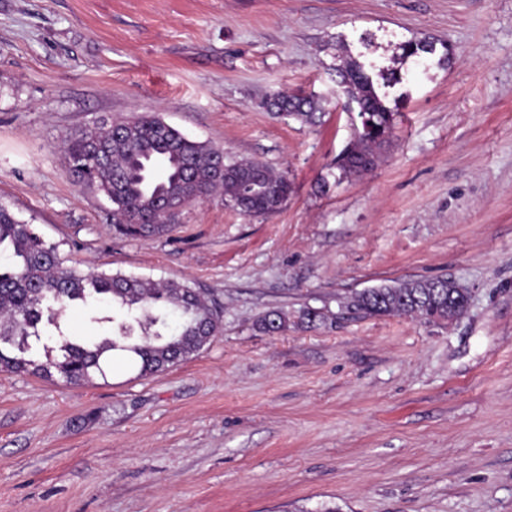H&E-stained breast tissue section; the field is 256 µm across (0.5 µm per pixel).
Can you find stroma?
<instances>
[{"instance_id":"obj_1","label":"stroma","mask_w":512,"mask_h":512,"mask_svg":"<svg viewBox=\"0 0 512 512\" xmlns=\"http://www.w3.org/2000/svg\"><path fill=\"white\" fill-rule=\"evenodd\" d=\"M422 37L447 63L402 66L376 165L337 179L341 56ZM282 92L323 124L272 118ZM149 114L286 175L287 201L203 198L166 234L116 236L62 144ZM0 204L65 265L180 281L222 315L155 376L117 357L84 385L0 373V512H512V0H0ZM441 276L470 294L449 326L339 307ZM107 313L61 326L103 336ZM263 105L278 117L287 116L312 125L319 121L323 111L321 102L315 97L288 92L268 98Z\"/></svg>"}]
</instances>
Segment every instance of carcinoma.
<instances>
[{
    "label": "carcinoma",
    "instance_id": "carcinoma-1",
    "mask_svg": "<svg viewBox=\"0 0 512 512\" xmlns=\"http://www.w3.org/2000/svg\"><path fill=\"white\" fill-rule=\"evenodd\" d=\"M405 57L437 53L427 39L403 46ZM344 106L357 112L360 126L336 162L345 175L369 170L376 149L392 128V112L364 63L346 58L336 67ZM267 111L308 124L319 121L323 107L313 96L279 93L263 102ZM70 172L78 184H92L112 202V224L126 238L149 237L171 227L175 214L159 203H190L218 195L224 203L251 214L277 211L288 199V178L254 160L224 158V148L189 139L155 116H141L85 130L65 143ZM0 372H28L86 384L106 376L112 351L121 350L141 377L153 376L204 349L219 332V311L185 283H155L123 274L83 273L63 265L57 246L47 244L32 225L0 204ZM470 296L444 277L415 279L365 288L344 297L340 307L368 317L405 316L441 325L460 318ZM104 303L112 335L98 340L61 332L60 318L76 304ZM257 327L276 334L288 317L272 310ZM58 331L60 355L39 363L33 346L49 329Z\"/></svg>",
    "mask_w": 512,
    "mask_h": 512
}]
</instances>
